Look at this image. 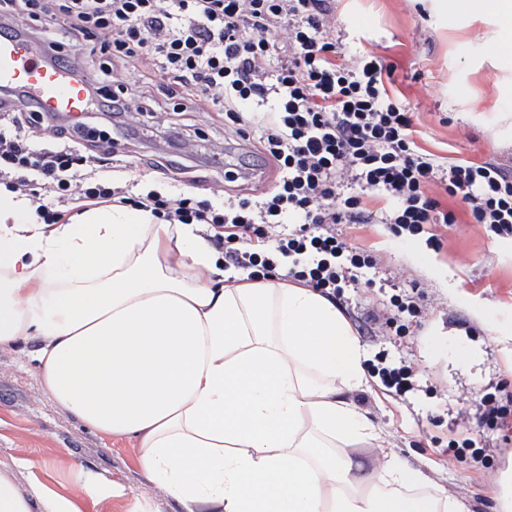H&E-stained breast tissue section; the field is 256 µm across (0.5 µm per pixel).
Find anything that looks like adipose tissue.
I'll list each match as a JSON object with an SVG mask.
<instances>
[{
	"instance_id": "ef3b65f1",
	"label": "adipose tissue",
	"mask_w": 512,
	"mask_h": 512,
	"mask_svg": "<svg viewBox=\"0 0 512 512\" xmlns=\"http://www.w3.org/2000/svg\"><path fill=\"white\" fill-rule=\"evenodd\" d=\"M36 342L56 400L94 430L136 437L182 512H460L396 457L354 477L372 426L339 395L366 357L321 293L227 269L192 224L116 205L46 224L0 189V343ZM341 441V452L329 451ZM0 512H78L21 495Z\"/></svg>"
}]
</instances>
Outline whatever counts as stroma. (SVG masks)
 I'll use <instances>...</instances> for the list:
<instances>
[{
    "label": "stroma",
    "mask_w": 512,
    "mask_h": 512,
    "mask_svg": "<svg viewBox=\"0 0 512 512\" xmlns=\"http://www.w3.org/2000/svg\"><path fill=\"white\" fill-rule=\"evenodd\" d=\"M332 17L345 55L368 53L394 65L386 87L412 109L418 148L448 166L495 162L512 171V66L504 61L512 51L496 39L490 4L470 13L442 0H333ZM168 118L164 111L143 113L135 151L104 141L82 143L80 151L95 156L96 176L153 178L199 200L220 190L257 195L276 182V166L259 152L250 158L257 177L225 180L218 145L230 130L223 115L181 113L192 134L164 143L153 132ZM159 154L167 156L166 166L149 170L150 157ZM426 192L456 213V223L398 235L381 221L390 201L367 195V223L341 227L347 242L374 260L371 277L418 287L427 305L398 335L371 317L388 302L390 288L345 289L338 308L368 363L382 354L409 359L418 385L399 398L371 376L364 386L343 391L377 436L352 453L364 475L386 453L421 472L426 482L413 495L448 496L461 512H500L499 481L512 471V446L497 447L498 432L466 420L463 411L467 399L512 385V238L474 223L466 205L439 183H429ZM431 233L438 246L428 245ZM453 438L485 449L484 461L449 457ZM141 454L137 438L97 433L61 407L44 387L30 346L0 344V469L11 471L19 492L65 497L80 512H178L167 491L143 472Z\"/></svg>",
    "instance_id": "1"
}]
</instances>
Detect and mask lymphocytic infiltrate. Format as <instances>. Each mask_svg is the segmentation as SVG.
Returning a JSON list of instances; mask_svg holds the SVG:
<instances>
[{
    "instance_id": "obj_1",
    "label": "lymphocytic infiltrate",
    "mask_w": 512,
    "mask_h": 512,
    "mask_svg": "<svg viewBox=\"0 0 512 512\" xmlns=\"http://www.w3.org/2000/svg\"><path fill=\"white\" fill-rule=\"evenodd\" d=\"M330 0H0V34H24L51 63L87 86L94 112L113 118V142L133 138L139 114L160 103L151 88L195 112H220L249 142L259 131L279 179L253 200L225 195L212 205L185 194L150 190L135 196L109 182L86 181L72 150L35 147L19 125L39 104L13 87L0 96V184L47 193L36 213L60 223L70 204L119 203L151 210L168 224H201L225 262L266 280L280 277L335 299L343 285L373 287L370 256L350 246L341 224L365 221L361 197L393 202L385 223L424 233L453 224V211L429 197L440 183L477 224L512 238V174L492 164L445 166L418 152L413 114L389 96L375 56L340 60ZM141 84L129 88L126 73Z\"/></svg>"
}]
</instances>
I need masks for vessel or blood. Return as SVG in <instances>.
Returning a JSON list of instances; mask_svg holds the SVG:
<instances>
[{
    "label": "vessel or blood",
    "instance_id": "obj_1",
    "mask_svg": "<svg viewBox=\"0 0 512 512\" xmlns=\"http://www.w3.org/2000/svg\"><path fill=\"white\" fill-rule=\"evenodd\" d=\"M0 85L19 86L49 113L80 117L87 107L82 82L52 66L33 39L0 37Z\"/></svg>",
    "mask_w": 512,
    "mask_h": 512
}]
</instances>
